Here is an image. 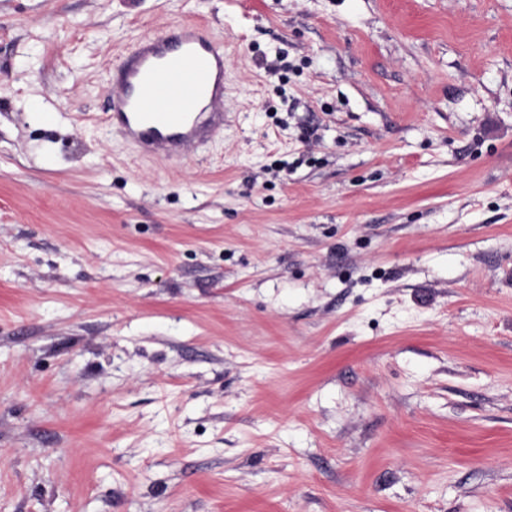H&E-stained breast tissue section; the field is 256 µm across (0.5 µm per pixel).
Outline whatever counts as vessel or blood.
<instances>
[{
    "instance_id": "1",
    "label": "vessel or blood",
    "mask_w": 512,
    "mask_h": 512,
    "mask_svg": "<svg viewBox=\"0 0 512 512\" xmlns=\"http://www.w3.org/2000/svg\"><path fill=\"white\" fill-rule=\"evenodd\" d=\"M112 81V125L142 154L176 162L224 135V47L197 24L140 41Z\"/></svg>"
}]
</instances>
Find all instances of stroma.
Returning <instances> with one entry per match:
<instances>
[{"label": "stroma", "instance_id": "obj_1", "mask_svg": "<svg viewBox=\"0 0 512 512\" xmlns=\"http://www.w3.org/2000/svg\"><path fill=\"white\" fill-rule=\"evenodd\" d=\"M0 512H512V0H0ZM112 81V127L142 154L176 162L224 136V47L197 24L140 41Z\"/></svg>", "mask_w": 512, "mask_h": 512}]
</instances>
